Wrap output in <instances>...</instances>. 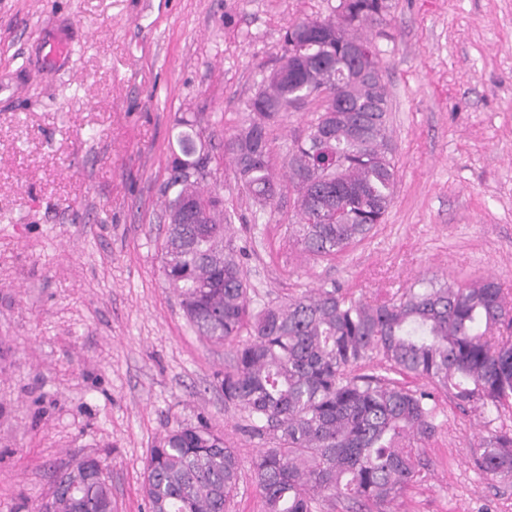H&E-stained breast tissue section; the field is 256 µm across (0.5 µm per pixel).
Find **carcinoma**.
Returning <instances> with one entry per match:
<instances>
[{"instance_id":"obj_1","label":"carcinoma","mask_w":512,"mask_h":512,"mask_svg":"<svg viewBox=\"0 0 512 512\" xmlns=\"http://www.w3.org/2000/svg\"><path fill=\"white\" fill-rule=\"evenodd\" d=\"M356 24L340 37L315 33L300 45L291 74L272 70L245 104L247 125L227 143L241 186L271 206L279 184L271 170V122L297 103L329 101L334 85L348 87L342 112L322 111L305 138L289 149V181L297 193V242L310 255L330 256L368 236L390 207L396 185L387 133L388 100L380 81L354 78L347 46L363 41L358 27L381 21L385 0H345ZM166 202L164 273L182 298L199 335L233 341L247 331L224 372V399L244 410L269 447L253 461L265 512H322L340 498L349 512H390L406 489L427 480L415 437L431 431L435 395L385 375L355 374L366 359L427 380L460 405L486 413L512 404V302L491 279L436 285L421 278L392 303L368 304L332 287L286 302L249 308V283L233 244L223 199L200 189L203 162L193 134L178 138ZM475 467L512 481V433L474 446ZM55 478L38 512H112V489L101 464L79 459ZM240 459L206 423L172 428L151 449L143 493L149 512H229Z\"/></svg>"}]
</instances>
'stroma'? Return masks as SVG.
Returning <instances> with one entry per match:
<instances>
[{"label": "stroma", "instance_id": "stroma-1", "mask_svg": "<svg viewBox=\"0 0 512 512\" xmlns=\"http://www.w3.org/2000/svg\"><path fill=\"white\" fill-rule=\"evenodd\" d=\"M387 2L361 33L389 102L394 199L365 239L316 257L291 235L283 162L321 99L270 126L275 207L246 196L225 145L288 26L335 18L340 0H0V512H35L86 455L114 512H146L151 448L201 421L241 461L231 512H264L252 461L266 442L224 400L236 345L200 336L163 273L178 119L205 145L251 310L333 286L387 303L421 278L512 293V0ZM58 34L72 47L52 64ZM432 423L416 442L428 479L395 512H512V482L471 458L512 430V408L487 419L439 391Z\"/></svg>", "mask_w": 512, "mask_h": 512}]
</instances>
